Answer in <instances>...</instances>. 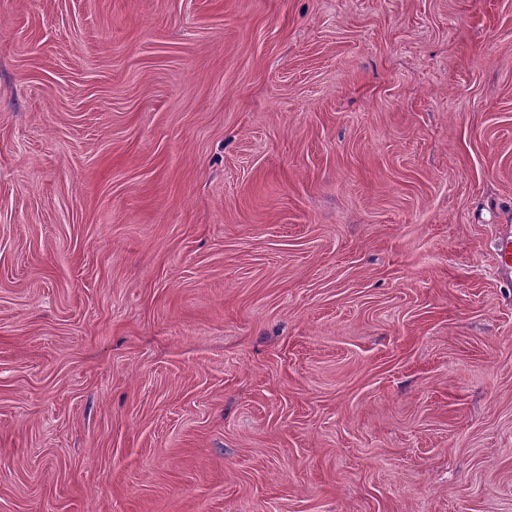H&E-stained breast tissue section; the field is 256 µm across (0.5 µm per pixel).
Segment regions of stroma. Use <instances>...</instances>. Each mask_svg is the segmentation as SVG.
I'll list each match as a JSON object with an SVG mask.
<instances>
[{
  "label": "stroma",
  "mask_w": 512,
  "mask_h": 512,
  "mask_svg": "<svg viewBox=\"0 0 512 512\" xmlns=\"http://www.w3.org/2000/svg\"><path fill=\"white\" fill-rule=\"evenodd\" d=\"M512 0H0V512H512Z\"/></svg>",
  "instance_id": "1"
}]
</instances>
